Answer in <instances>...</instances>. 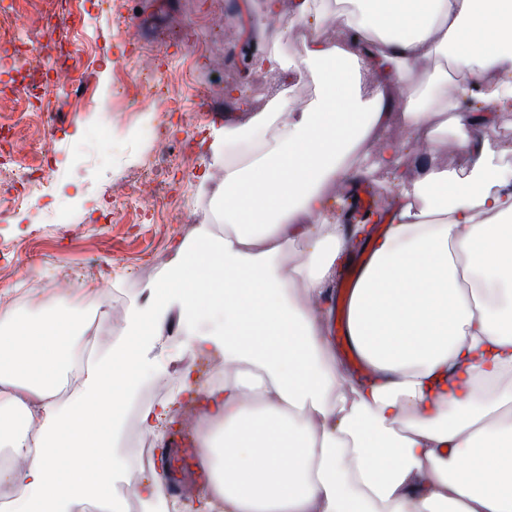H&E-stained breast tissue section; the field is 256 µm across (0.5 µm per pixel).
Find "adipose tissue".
Masks as SVG:
<instances>
[{"label":"adipose tissue","mask_w":512,"mask_h":512,"mask_svg":"<svg viewBox=\"0 0 512 512\" xmlns=\"http://www.w3.org/2000/svg\"><path fill=\"white\" fill-rule=\"evenodd\" d=\"M349 2L332 41L325 0H296L303 53L253 57L311 76L317 98L213 130L214 159L249 152L215 193L224 232L200 224L175 246L158 303L132 306L115 350L81 364L89 340L70 307L0 317V447L15 456L0 482L20 490L7 512L111 503L110 445L141 343L173 305L192 350L224 354V385L201 410L215 427L201 439L204 512H512V167L486 138L512 112V0ZM397 105L417 139L432 140L437 114L457 126L468 173L408 181L403 144L364 153ZM376 169L399 177L379 236L336 216L329 193ZM352 263L348 340L366 382L328 338Z\"/></svg>","instance_id":"1"}]
</instances>
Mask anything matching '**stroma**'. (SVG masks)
I'll return each instance as SVG.
<instances>
[{
	"mask_svg": "<svg viewBox=\"0 0 512 512\" xmlns=\"http://www.w3.org/2000/svg\"><path fill=\"white\" fill-rule=\"evenodd\" d=\"M0 14V38L8 39L17 17H24L31 40L53 46L63 41L76 50L70 95H49L28 106L18 74L0 69V90L15 93L14 111L0 122L15 125L30 146L34 168L53 167L56 176L38 191V205L0 213V252L17 266L0 286L23 297L14 315L30 320L44 306L82 307L86 292L110 299L122 291L96 342L97 356L123 340L131 305L151 303L150 285L168 276L171 249L184 238L179 219L206 223L218 210L214 196L224 167L199 152L196 139L208 137L214 122L205 117L200 95L211 109L230 116L236 107L225 96L239 89L252 112L272 108L269 88L282 87L296 109L316 98L312 78L293 82L284 75L255 70L252 50H268L258 34L244 35L245 19L268 28L288 25L292 0H282L279 17L265 18L263 0H124L122 18L98 12L93 0H13ZM192 24L195 45H186L180 20ZM281 56L301 54L294 34L274 45ZM110 102V114L99 106ZM455 127L439 130L434 141L410 145L403 174L415 179L422 163L454 173L467 166ZM168 149L158 165L157 143ZM207 174L200 183L199 174ZM185 337L168 342L146 337L141 387L162 396L174 392L172 370L189 363L198 393L183 400L166 441L200 439L199 411L210 360L192 355Z\"/></svg>",
	"mask_w": 512,
	"mask_h": 512,
	"instance_id": "1",
	"label": "stroma"
}]
</instances>
